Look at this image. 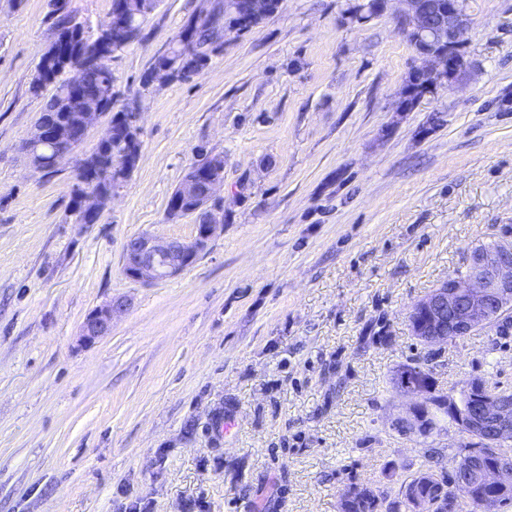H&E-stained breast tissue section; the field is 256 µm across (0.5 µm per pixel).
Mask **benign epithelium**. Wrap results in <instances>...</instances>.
I'll return each instance as SVG.
<instances>
[{"label": "benign epithelium", "instance_id": "1", "mask_svg": "<svg viewBox=\"0 0 512 512\" xmlns=\"http://www.w3.org/2000/svg\"><path fill=\"white\" fill-rule=\"evenodd\" d=\"M406 8L398 16L400 29L411 36L412 46L419 65L412 72L423 71L436 78L431 86L439 88L456 85L460 72L458 50L462 48V36L471 24L460 0H404ZM225 7L234 13L246 8L249 19L266 16L274 4L270 0H250L242 6L237 0H227ZM81 36L95 45L100 56L106 57L112 47L127 41V28L122 17L97 29L96 35L81 30ZM202 70L200 53L192 48L183 49L175 60L153 71L149 84L165 83L172 79H187ZM140 125L125 127L128 156L121 164L126 176H131L140 154ZM53 138L57 156L74 163L77 182L76 192L86 214L97 217L112 198L114 190L91 193L85 190L88 183L83 176L85 157L75 156L74 144L61 134L59 125L53 122H38L24 144V150L33 156ZM224 180L209 175V170L197 165L184 173L175 189L176 196L168 219L177 220L191 214L195 219V234L187 240H167L150 233H143L127 241L124 248L123 272L132 280L151 283L177 276L192 266L209 242L222 227L215 214L216 195ZM468 273L464 277H452L423 297L420 304L428 313L421 340L428 348H444L478 331L497 332L498 322L490 314V305L498 311H512V240L502 239L488 247L473 248L467 258ZM124 299L110 301L91 311L80 326V341L90 344L107 336L112 331L114 314L126 309ZM402 395L414 402L403 417L410 432L421 434L422 411L434 405L450 411L458 433L469 440H490L496 447L512 443V401L501 398L491 390L485 380H468L461 390L448 389V394H438L433 387V370L429 366L419 369L414 378L411 371L400 372ZM475 478L484 486L506 489L512 486V460L502 459L475 472ZM454 493L447 500L439 501V512H453L456 497L465 495L469 486L452 482Z\"/></svg>", "mask_w": 512, "mask_h": 512}]
</instances>
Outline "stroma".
<instances>
[{"instance_id":"obj_1","label":"stroma","mask_w":512,"mask_h":512,"mask_svg":"<svg viewBox=\"0 0 512 512\" xmlns=\"http://www.w3.org/2000/svg\"><path fill=\"white\" fill-rule=\"evenodd\" d=\"M362 0H283L187 80H141L206 0H161L108 59L139 98L141 153L93 224L73 164L32 169L30 81L51 0H0V512H337L345 485L398 489L423 462L389 379L422 347L411 306L512 225V0H465L458 84L399 111L415 53ZM443 121L434 125L432 114ZM224 156V228L179 276L127 278L144 232L188 238L167 203ZM129 305L83 346L85 317ZM439 389H512V335L467 336Z\"/></svg>"}]
</instances>
